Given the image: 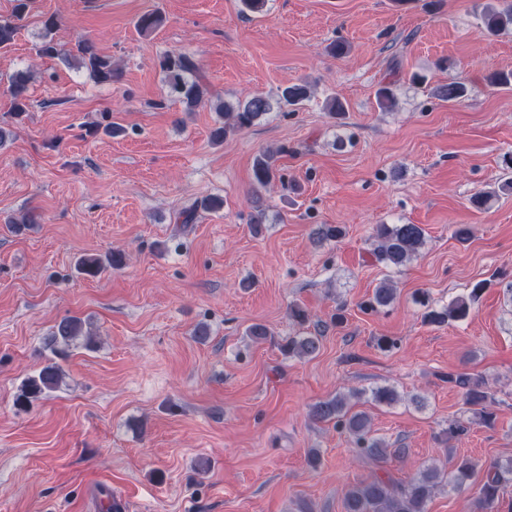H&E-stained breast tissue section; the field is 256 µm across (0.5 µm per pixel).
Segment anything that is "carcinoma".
Segmentation results:
<instances>
[{
    "instance_id": "1",
    "label": "carcinoma",
    "mask_w": 512,
    "mask_h": 512,
    "mask_svg": "<svg viewBox=\"0 0 512 512\" xmlns=\"http://www.w3.org/2000/svg\"><path fill=\"white\" fill-rule=\"evenodd\" d=\"M30 0H14L12 11L7 17H0V48L13 44L21 28V21L29 14ZM486 31L492 35L512 29V5L503 8L487 6L481 16ZM44 34L37 45L42 57L73 60L85 68L98 84L117 83L121 72L115 68L112 58L100 54L95 43L88 38H78L71 47L56 42L52 31L58 20L51 15L41 21ZM161 24V17L155 12H146L138 17L136 27L142 34L154 32ZM160 67L165 74L170 95L178 99L185 109L191 111L210 96V88L205 75L194 58L186 53L172 52L165 55ZM31 74L21 70L9 78L11 111L20 116L31 107L28 95ZM467 95L464 84L450 82L437 89V97L445 101H461ZM309 97L308 87L294 83L281 90L277 99L256 95L244 103L229 107L219 102L216 109L223 122L211 131L214 142L220 143L231 134L251 127L256 120L268 114L274 104L298 106ZM276 177L274 155L263 151L253 162V180L255 187H267ZM344 227L340 224H322L316 231L320 240H339L344 236ZM374 248L372 254L377 262L399 269L418 259L425 246V233L418 224H377L373 229ZM124 257L120 252H112L105 257L88 255L76 263V271L86 277L96 278L103 273L123 265ZM486 283H476L465 296H458L442 308L429 305L428 298L419 295V303L425 307L423 319L432 325L457 322L467 319ZM396 298V289L389 281L379 283L366 308L377 311L390 306ZM86 348L95 345V337L84 330V322L76 316L62 318L47 337L46 350L51 357L37 373L28 377L22 384L17 402L25 405L40 396L52 392L63 383L65 372L61 361L69 356L72 348L78 344ZM322 346V331L319 327L307 331L301 336L288 338L281 345L284 354L290 357L314 358ZM448 383L462 392L464 405L470 419L488 424L493 419L492 407L496 403L494 394L485 379L467 372L450 373ZM371 401L392 405L399 401L397 391L392 387H379L371 391ZM310 414L317 421H334L352 437L355 451L375 462H384L390 458L400 459L405 454L403 448H391L383 440L371 435L370 420L363 411H354L347 398L336 396L320 401L312 406ZM475 468L467 459L459 462L452 476H447L437 466L431 464L420 469L408 482L396 481L391 474H375L347 489L344 497L346 512H427L431 498L445 485H461L468 480ZM512 482V460L491 462L485 470V476L479 484L475 497V506L479 512H494L500 501L504 487Z\"/></svg>"
}]
</instances>
